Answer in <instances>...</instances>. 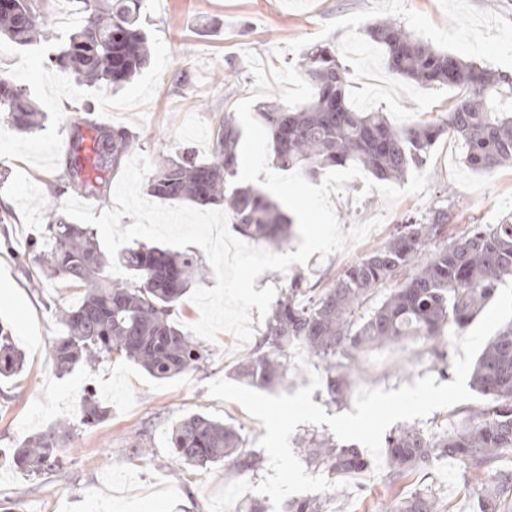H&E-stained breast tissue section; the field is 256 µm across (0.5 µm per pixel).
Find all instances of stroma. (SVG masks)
<instances>
[{
	"instance_id": "35a3bbf8",
	"label": "stroma",
	"mask_w": 512,
	"mask_h": 512,
	"mask_svg": "<svg viewBox=\"0 0 512 512\" xmlns=\"http://www.w3.org/2000/svg\"><path fill=\"white\" fill-rule=\"evenodd\" d=\"M36 2L46 41L26 47L0 41V72L27 88L45 114L32 134L0 119V286L8 291L0 300V324L25 355L23 372L0 381V512H208L209 495L238 480V473L175 465L166 432L179 419L200 413L233 426L245 447L258 449L266 433L260 421L237 403L210 398L206 389L219 377L236 381L235 369L250 345L236 346L231 334H219L209 343L210 357L200 370L165 380L120 357L92 368L79 365L66 375L48 359L61 331L54 307L76 305L82 292L61 281L34 289L32 268L21 253L67 198L53 193L49 180L63 170V144L75 130L76 107L92 103L97 123L137 135L139 152L149 159L173 157L189 147L206 161L219 116L252 94L255 78L246 52L263 61L273 99L290 105L310 96L301 62L316 44H334L351 72L384 69L382 48L362 33L364 23L380 18L397 20L440 51L510 73L512 0H144L152 63L118 90L76 82L47 62L80 22L83 0ZM228 71L233 74L229 82L224 79ZM458 97L455 90L399 78L385 96L356 83L348 89L354 107L383 111L396 125L435 117ZM424 169L429 173L426 196L408 195L390 206L379 192L364 193L361 179L347 182L344 194L330 197L342 230L378 215L382 223L350 249L323 260L311 256L290 272L326 285L381 247L404 216L444 202L452 208L448 233L453 237L469 225L494 224L512 212V164L490 173L476 171L464 162L461 144L444 136L431 147ZM392 351L389 344L367 346L345 400L330 403L320 388L313 402L332 416L352 411L359 389L396 390L438 376L439 359L430 347L408 341L400 356ZM89 392L106 414L83 425L79 405ZM65 421L72 429L62 468L32 474L12 463L13 448ZM146 427L150 455L128 453L130 440ZM344 479L346 488L322 492L327 512H386L394 499L419 490L435 494L445 512H473V483L451 459L434 460L392 487L384 471L372 465Z\"/></svg>"
}]
</instances>
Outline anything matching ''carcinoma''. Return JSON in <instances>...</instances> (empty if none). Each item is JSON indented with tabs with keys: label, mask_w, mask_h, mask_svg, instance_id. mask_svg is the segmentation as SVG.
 <instances>
[{
	"label": "carcinoma",
	"mask_w": 512,
	"mask_h": 512,
	"mask_svg": "<svg viewBox=\"0 0 512 512\" xmlns=\"http://www.w3.org/2000/svg\"><path fill=\"white\" fill-rule=\"evenodd\" d=\"M143 8V0H85L81 23L49 62L85 82L122 87L152 59L150 37L141 22ZM44 27L34 0H0V38L28 46L44 37ZM364 33L383 47L391 75L459 89L458 102L434 120L396 126L379 110L351 106L349 68L336 48L315 45L302 63L311 85L309 101L299 107L265 102L256 112L273 140L278 168L313 175L328 167L357 165L380 180L400 182L410 166L423 164L445 134L462 143L464 162L475 170L512 163L511 74L440 52L393 19L372 21ZM0 116L26 133L37 130L43 120L35 100L8 77H0ZM78 120L67 144L66 168L54 180L75 194L104 199L108 183L99 173L118 171L139 146L138 137L82 116ZM84 127L92 137L90 146L82 136ZM240 139L241 129L231 113H224L213 134L210 160H198L189 149L176 158L157 159L148 193L163 201L222 205L242 236L280 246L293 234V219L258 188L234 183ZM451 220L444 205L420 219L407 218L382 247L350 265L326 288L308 285L301 274L292 276L237 373L259 386L275 385L286 378L290 347L301 344L324 363L326 391L336 404L367 345L398 344L412 337L434 346L445 332L467 325L497 285L512 277V214L496 224H472L432 249L447 236ZM42 237V246L25 253L28 263L48 280L83 290L77 305L55 309L63 330L49 348V359L58 372L117 355L157 379H167L206 362L208 350L172 319L190 285L208 276L202 258L138 243L117 257L131 277L114 280L110 258L90 228L54 212ZM388 283L394 287L363 314ZM23 366L24 355L0 327V378L20 373ZM472 381L484 403L472 411L467 430L425 432L406 426L388 436L387 482L393 485L435 458H450L472 475L475 512H499L503 486H512V473L497 468L500 458L512 455L511 327L486 345ZM80 412L84 424L103 414L90 399L83 401ZM69 429L68 422L48 428L16 448L13 462L31 472L61 466L60 448ZM168 438L179 466L206 470L222 465L245 473L262 463L259 453L244 448L235 428L202 414L177 422ZM299 447L308 463L331 473L358 472L367 465L358 448L329 437H303ZM284 512H324V501L291 500ZM390 512L442 510L436 496L425 491L398 500Z\"/></svg>",
	"instance_id": "carcinoma-1"
}]
</instances>
